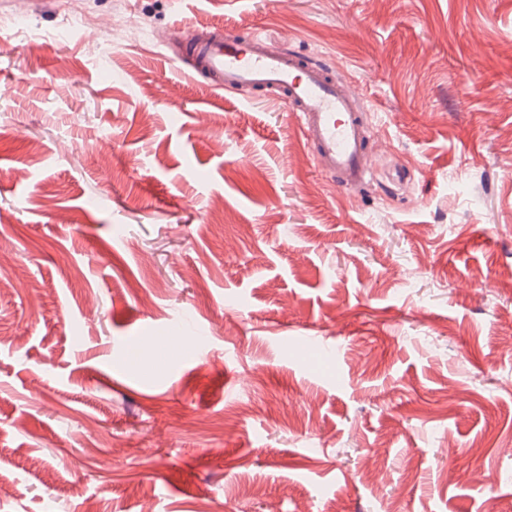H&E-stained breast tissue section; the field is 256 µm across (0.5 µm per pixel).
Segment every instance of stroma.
<instances>
[{"label":"stroma","mask_w":512,"mask_h":512,"mask_svg":"<svg viewBox=\"0 0 512 512\" xmlns=\"http://www.w3.org/2000/svg\"><path fill=\"white\" fill-rule=\"evenodd\" d=\"M15 5L0 512H512V0H82L94 55L68 0ZM208 26L334 59L378 181L159 43Z\"/></svg>","instance_id":"35a3bbf8"}]
</instances>
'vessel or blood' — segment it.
<instances>
[{"mask_svg":"<svg viewBox=\"0 0 512 512\" xmlns=\"http://www.w3.org/2000/svg\"><path fill=\"white\" fill-rule=\"evenodd\" d=\"M182 56L219 90L246 88L287 103L297 117L314 166L336 187L374 182L380 144L352 80L323 58L253 34L214 27L187 38Z\"/></svg>","mask_w":512,"mask_h":512,"instance_id":"vessel-or-blood-1","label":"vessel or blood"}]
</instances>
